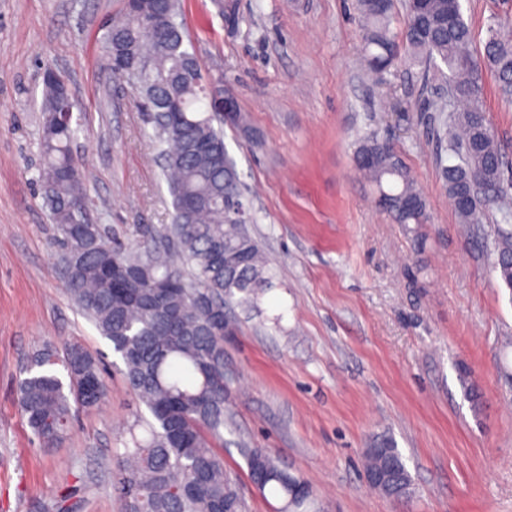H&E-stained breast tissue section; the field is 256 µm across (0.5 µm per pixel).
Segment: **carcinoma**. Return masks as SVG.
Masks as SVG:
<instances>
[{
	"mask_svg": "<svg viewBox=\"0 0 512 512\" xmlns=\"http://www.w3.org/2000/svg\"><path fill=\"white\" fill-rule=\"evenodd\" d=\"M363 26L365 62L380 72L402 61L442 71L457 108L435 107L448 136V157L439 163L448 194L463 224L482 223L484 210L500 204L512 222V181L504 179L505 157L497 139L483 135L488 124L484 89L492 78L505 101L512 100V36L508 22L488 24L484 55L471 52L475 32L464 20L461 0H407L406 25L396 31L393 0H356ZM178 0H125L110 19L102 45L105 64L129 58L147 61L135 77L147 111L170 110L168 123L152 120L154 140L172 197V223L149 230L152 244L127 252L112 244L99 224L83 226V175L71 143L73 122H50L58 111L55 92L42 87L45 119L40 175L44 201L61 246L86 233L81 258L66 274L65 287L79 310L119 354L123 375L150 413L147 436L133 440L113 471V491L122 512H224L241 509L237 487L216 448L224 445V336L213 333L209 309L252 305L273 287L267 260L249 234L236 163L224 133L205 112V74L186 45ZM355 157L375 186L379 203L399 224L427 222V203L399 154L376 132L362 138ZM493 270L512 291V229L494 228ZM60 365L59 372L55 366ZM19 406L37 441L57 445L75 413L98 407L107 396L99 359L78 345L63 356L44 350L19 382ZM249 479L282 501L285 512H315L312 486L283 468L262 448H242ZM390 465L384 496L408 497L410 477L394 443L384 455L367 450L364 471Z\"/></svg>",
	"mask_w": 512,
	"mask_h": 512,
	"instance_id": "1",
	"label": "carcinoma"
}]
</instances>
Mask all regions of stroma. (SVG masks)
Wrapping results in <instances>:
<instances>
[{"instance_id": "1", "label": "stroma", "mask_w": 512, "mask_h": 512, "mask_svg": "<svg viewBox=\"0 0 512 512\" xmlns=\"http://www.w3.org/2000/svg\"><path fill=\"white\" fill-rule=\"evenodd\" d=\"M228 29L213 0H182L196 55L230 87L255 133L224 142L248 188L249 231L275 277L233 306L224 339L231 427L221 453L242 512H273L240 446L264 448L314 487L320 512H512V291L488 241V208L462 232L438 163L434 103L447 86L400 64L370 75L353 0H237ZM123 0H0V512H120L114 459L139 409L111 343L65 290L56 229L39 191L42 77L53 69L82 114L72 143L86 213L136 249L171 221V198L142 100L101 67L102 26ZM484 105L512 159V104ZM390 142L429 221L398 224L355 168L368 131ZM78 343L102 355L105 402L78 412L61 446L32 440L17 385L34 352ZM469 376L480 395L462 386ZM394 442L411 477L395 503L364 479L365 449Z\"/></svg>"}]
</instances>
